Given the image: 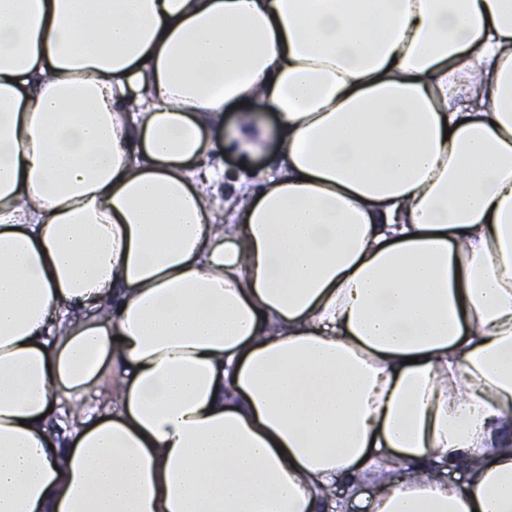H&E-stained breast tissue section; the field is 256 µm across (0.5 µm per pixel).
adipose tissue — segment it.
Here are the masks:
<instances>
[{
  "label": "adipose tissue",
  "mask_w": 512,
  "mask_h": 512,
  "mask_svg": "<svg viewBox=\"0 0 512 512\" xmlns=\"http://www.w3.org/2000/svg\"><path fill=\"white\" fill-rule=\"evenodd\" d=\"M370 473L512 512V0H0V512Z\"/></svg>",
  "instance_id": "adipose-tissue-1"
}]
</instances>
